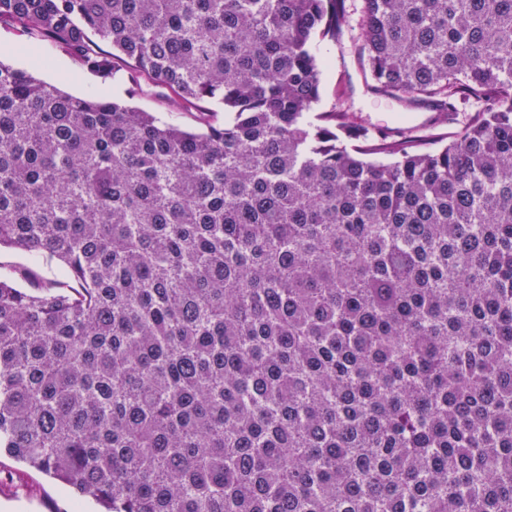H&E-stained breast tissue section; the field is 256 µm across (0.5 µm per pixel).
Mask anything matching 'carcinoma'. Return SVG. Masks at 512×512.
Returning a JSON list of instances; mask_svg holds the SVG:
<instances>
[{
	"mask_svg": "<svg viewBox=\"0 0 512 512\" xmlns=\"http://www.w3.org/2000/svg\"><path fill=\"white\" fill-rule=\"evenodd\" d=\"M376 92L309 114L346 0H0V28L224 108L191 132L0 61V450L101 512H512V0H364ZM112 47L107 58L95 40ZM349 27L345 39L336 44L320 43L323 61L320 100L314 112H348L349 126L367 128L372 133L400 128L423 146L431 134L443 138L436 147L452 141L462 129V122L448 123L446 117L428 108L410 110L397 98L376 94L370 77L360 63V23L362 0H350ZM0 265L2 268L27 267L36 270L42 277L49 279H64L66 269L57 262H49L46 259H34L31 256L17 253L11 249L0 250Z\"/></svg>",
	"mask_w": 512,
	"mask_h": 512,
	"instance_id": "1",
	"label": "carcinoma"
}]
</instances>
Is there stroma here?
<instances>
[{
  "label": "stroma",
  "mask_w": 512,
  "mask_h": 512,
  "mask_svg": "<svg viewBox=\"0 0 512 512\" xmlns=\"http://www.w3.org/2000/svg\"><path fill=\"white\" fill-rule=\"evenodd\" d=\"M361 6L362 0H350L349 27L342 42L320 45L323 71L317 111L350 113L352 127L366 128L375 134L398 128L424 146L433 136L452 141L461 130L460 124L448 122L427 108L408 109L399 99L372 90L371 79L359 59ZM45 53L44 47L0 28L1 61L32 72L78 97L100 90L181 127L190 130L200 127L197 110L171 111L161 89L136 90L131 82L114 77L111 72L75 65L60 51L52 54L53 66L43 68L39 61ZM0 512H95V505L89 501L75 504L69 488L1 453Z\"/></svg>",
  "instance_id": "obj_1"
}]
</instances>
